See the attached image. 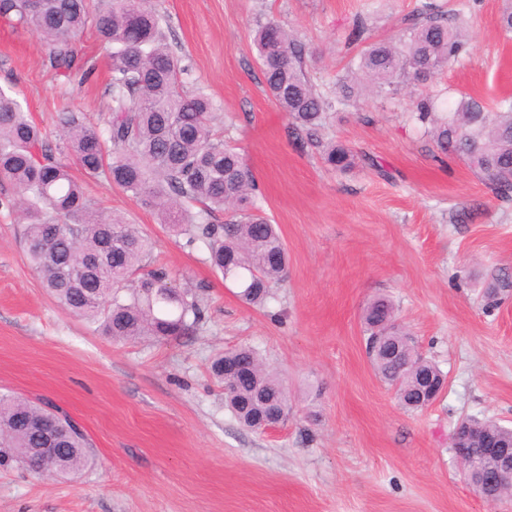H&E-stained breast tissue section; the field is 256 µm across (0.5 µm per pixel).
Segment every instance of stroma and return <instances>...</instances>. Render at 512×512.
I'll use <instances>...</instances> for the list:
<instances>
[{
    "mask_svg": "<svg viewBox=\"0 0 512 512\" xmlns=\"http://www.w3.org/2000/svg\"><path fill=\"white\" fill-rule=\"evenodd\" d=\"M423 0H376L374 39L393 37ZM173 52L189 59L190 88L221 112L218 136L257 181L288 251L273 297H236L207 262L151 210L101 179L82 183L96 209L149 236L152 259L198 289L205 319L188 336L120 343L63 310L22 244L17 188L0 178V393L69 415L92 444L78 481L0 466V512H512L463 482L450 436L462 417L512 427V292L487 309L495 275L512 276V200L494 198L461 160L434 157L409 112V91L359 97L329 112L322 141L361 157L349 171L324 163L295 134L263 84L255 17L304 45L311 82L327 94L360 50L349 38L364 0H152ZM502 0H478L472 49L433 90L486 107L512 96V41ZM92 74L51 67L42 36L0 20V87L58 143L68 110L102 120L111 61L93 31L79 39ZM370 122H362L360 114ZM385 176H378V169ZM385 296L447 387L420 412L401 407L374 375L363 307ZM255 348L288 392L273 429L242 426L210 373L214 356Z\"/></svg>",
    "mask_w": 512,
    "mask_h": 512,
    "instance_id": "stroma-1",
    "label": "stroma"
}]
</instances>
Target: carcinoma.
Wrapping results in <instances>:
<instances>
[{"instance_id":"carcinoma-1","label":"carcinoma","mask_w":512,"mask_h":512,"mask_svg":"<svg viewBox=\"0 0 512 512\" xmlns=\"http://www.w3.org/2000/svg\"><path fill=\"white\" fill-rule=\"evenodd\" d=\"M470 0L446 10L427 0L405 18L395 37L368 43L347 64L336 99L318 92L307 76L304 50L279 24H256L254 45L266 90L286 112L293 130L318 142L327 112L360 92L393 93L403 86L433 82L470 52L466 13ZM0 18L33 29L46 40L51 66L72 71L83 30L96 29L100 48L111 59V104L103 125L81 112L61 117L63 148L89 178L103 179L154 211L160 223L185 239L203 243L208 261L246 303L264 305L272 287L286 276L288 257L277 225L256 200V179L235 149L214 133L219 115L211 97L184 89L183 64L169 50L167 36L150 0H109L95 9L90 0H0ZM413 118L433 146L452 154L480 175L494 197L512 199V99L494 111L463 94L443 109L437 96L414 92ZM325 162L339 170L354 164L342 144L323 149ZM0 177L19 190L23 243L43 288L60 307L125 342L163 341L192 334L203 319L199 296L179 287L162 265L150 262L154 242L118 215L93 207L69 166L61 163L41 129L20 102L0 90ZM225 214L224 221L214 219ZM366 350L380 381L395 391L407 411L428 406L431 393L419 377L442 371L420 354L397 324L394 304L377 298L363 309ZM250 368L256 381L240 385L224 376V362ZM212 374L224 384V401L237 420L252 429L273 413L288 416V393L259 353L240 347L220 354ZM45 409L13 394L0 393V463L14 461L41 477L51 473L74 480L91 463V443L81 428L58 416L59 455L40 459L39 426ZM469 426L468 467L489 500L512 495V482L495 476L498 462L485 455L481 438L493 434L512 443V427L490 419L463 417Z\"/></svg>"}]
</instances>
